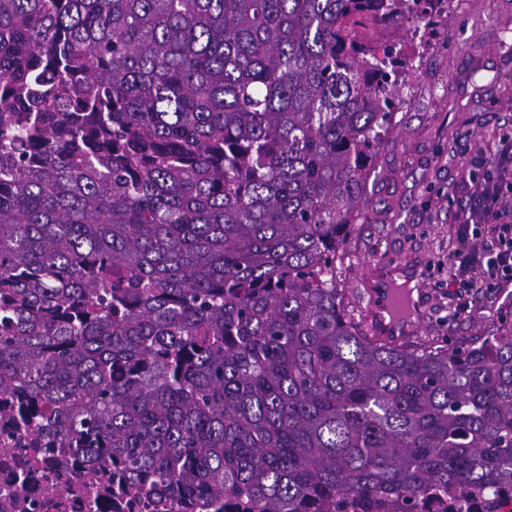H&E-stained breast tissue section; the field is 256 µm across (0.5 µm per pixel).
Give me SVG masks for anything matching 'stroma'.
Listing matches in <instances>:
<instances>
[{
    "label": "stroma",
    "instance_id": "1",
    "mask_svg": "<svg viewBox=\"0 0 512 512\" xmlns=\"http://www.w3.org/2000/svg\"><path fill=\"white\" fill-rule=\"evenodd\" d=\"M434 10L436 24L423 33L411 21L364 31L407 71L396 129L367 178L368 206L355 215L337 268L360 322L367 267L419 261L424 319L414 345L465 347L512 329V282L460 293L450 258L456 223L486 174L478 156L512 130V0H436Z\"/></svg>",
    "mask_w": 512,
    "mask_h": 512
}]
</instances>
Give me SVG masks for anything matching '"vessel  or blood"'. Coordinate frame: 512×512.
Listing matches in <instances>:
<instances>
[{
    "label": "vessel or blood",
    "mask_w": 512,
    "mask_h": 512,
    "mask_svg": "<svg viewBox=\"0 0 512 512\" xmlns=\"http://www.w3.org/2000/svg\"><path fill=\"white\" fill-rule=\"evenodd\" d=\"M418 275L406 264L379 263L369 272L368 306L365 325L368 333L381 341L399 344L417 334L422 326V290Z\"/></svg>",
    "instance_id": "vessel-or-blood-1"
}]
</instances>
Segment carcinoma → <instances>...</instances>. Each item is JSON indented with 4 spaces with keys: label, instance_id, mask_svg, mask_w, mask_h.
<instances>
[{
    "label": "carcinoma",
    "instance_id": "1",
    "mask_svg": "<svg viewBox=\"0 0 512 512\" xmlns=\"http://www.w3.org/2000/svg\"><path fill=\"white\" fill-rule=\"evenodd\" d=\"M432 0H0V421L102 512L512 487V334H365L336 254ZM48 485L21 512L57 509Z\"/></svg>",
    "mask_w": 512,
    "mask_h": 512
}]
</instances>
